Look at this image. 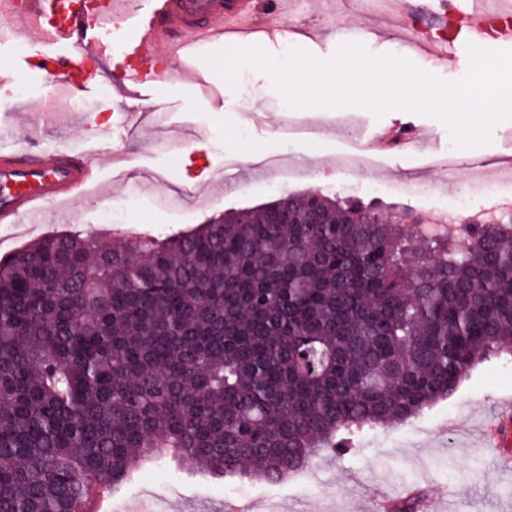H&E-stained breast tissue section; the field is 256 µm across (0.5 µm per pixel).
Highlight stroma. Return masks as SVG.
Returning a JSON list of instances; mask_svg holds the SVG:
<instances>
[{
	"mask_svg": "<svg viewBox=\"0 0 512 512\" xmlns=\"http://www.w3.org/2000/svg\"><path fill=\"white\" fill-rule=\"evenodd\" d=\"M323 0H306L302 11L285 18V26L304 24L321 32L320 41L294 39L293 44L320 58L331 57L339 45L362 43L370 53H397L395 40L377 36L376 21H351L349 14L326 16ZM148 70L157 77L149 87L150 100L169 114L163 129H143L129 136L117 121L118 113L131 109L133 102L120 87V70L104 69V85L80 94L91 106L89 118L60 109L61 121L41 127L21 139L23 147L46 149L65 144L79 151L91 150L98 170L99 187L90 195L73 201L71 209L53 213L42 225L21 223L0 229V259L18 248L49 234L77 233L105 235L113 240L137 235L165 236L188 230L222 216L229 208H252L281 196L278 188L261 187L249 164L231 175L223 189L211 186L214 173L223 170L224 159L241 152L251 155L283 151L312 158L319 181L301 179L291 193L316 189L326 194L341 192L338 175L330 166L336 153L349 150L352 141L335 133L306 139L284 140L278 132L279 116L272 107L282 97L269 78L250 68L239 70L236 87L225 86L217 74H209L212 95L199 93L195 85L181 84L176 62L158 54ZM10 84L0 86V123L24 126L28 112L44 104L51 79L31 82L22 58L13 51L11 36L0 37V78ZM24 84L27 94H14L15 84ZM362 137L409 124L424 130L434 153H442L451 139L438 121L405 111L375 117L368 110L358 113ZM96 127V142L88 144L84 121ZM249 124L241 135V124ZM167 141L180 144V156L164 149ZM127 155L131 166L158 173V180L141 184L128 208L123 224H103L99 210L108 202L121 201L126 193L121 172L109 163L112 152ZM200 185V200L186 210H165L156 199L170 188ZM512 399V356L488 357L479 362L456 392L404 422L379 425L354 434L350 450L326 453L307 468L297 471L287 484L261 482L249 477L216 479L176 467L169 461L136 474L113 492L111 512H142L149 501H159L164 512H225L229 503L246 502L253 512H375L376 498L402 496L410 487L422 488L426 504L421 512H512V475H503L497 464L498 451L486 447L477 426L486 420L497 403Z\"/></svg>",
	"mask_w": 512,
	"mask_h": 512,
	"instance_id": "obj_1",
	"label": "stroma"
}]
</instances>
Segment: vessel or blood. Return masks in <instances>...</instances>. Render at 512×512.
Wrapping results in <instances>:
<instances>
[{"mask_svg":"<svg viewBox=\"0 0 512 512\" xmlns=\"http://www.w3.org/2000/svg\"><path fill=\"white\" fill-rule=\"evenodd\" d=\"M463 27L468 31L495 29L512 41V29L504 17L512 11V0H466ZM132 0H103L89 9L86 0H0V18L33 23L38 42L49 51L27 57V69L54 79L72 91L91 89L100 83L99 62L109 56L100 34L107 19L129 16ZM288 10V0H150L140 12L122 47L127 64L123 80L127 96L141 98L149 83L144 62L158 51L178 62L183 82H194L201 52L224 44L231 37L278 31V18ZM127 121L141 127L164 126L167 118L155 106L131 109ZM96 168L86 153L65 146L52 151L24 152L16 145H0V223L42 222L44 216L63 203L93 191ZM483 431L502 448V465L512 464L507 447L512 446V401L503 403Z\"/></svg>","mask_w":512,"mask_h":512,"instance_id":"vessel-or-blood-1","label":"vessel or blood"}]
</instances>
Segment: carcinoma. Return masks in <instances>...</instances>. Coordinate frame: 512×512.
<instances>
[{
  "label": "carcinoma",
  "mask_w": 512,
  "mask_h": 512,
  "mask_svg": "<svg viewBox=\"0 0 512 512\" xmlns=\"http://www.w3.org/2000/svg\"><path fill=\"white\" fill-rule=\"evenodd\" d=\"M421 221L311 191L0 259V512H83L164 457L276 482L450 397L512 352V211Z\"/></svg>",
  "instance_id": "cac0c4a2"
}]
</instances>
